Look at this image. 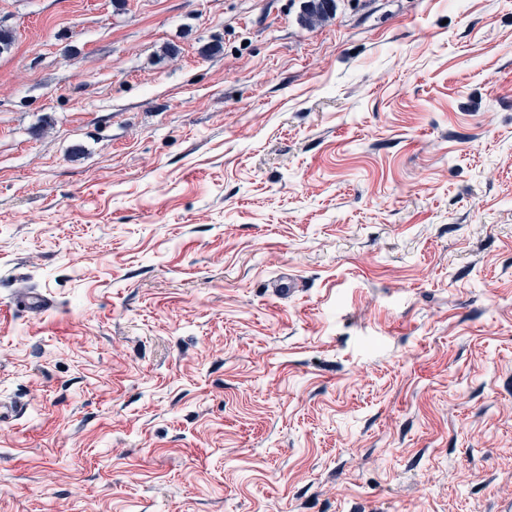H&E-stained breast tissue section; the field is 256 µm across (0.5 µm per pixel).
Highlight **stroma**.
I'll return each instance as SVG.
<instances>
[{
    "label": "stroma",
    "instance_id": "obj_1",
    "mask_svg": "<svg viewBox=\"0 0 512 512\" xmlns=\"http://www.w3.org/2000/svg\"><path fill=\"white\" fill-rule=\"evenodd\" d=\"M302 6L0 0V512H512V0ZM16 300L17 305L34 317H40L53 306L52 300L45 293L38 291H23L17 295Z\"/></svg>",
    "mask_w": 512,
    "mask_h": 512
}]
</instances>
